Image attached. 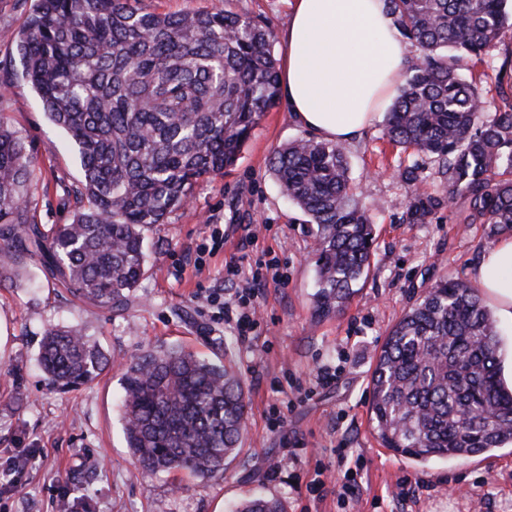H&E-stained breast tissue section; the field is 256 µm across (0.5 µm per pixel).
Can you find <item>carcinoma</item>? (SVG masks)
<instances>
[{"label":"carcinoma","instance_id":"1","mask_svg":"<svg viewBox=\"0 0 512 512\" xmlns=\"http://www.w3.org/2000/svg\"><path fill=\"white\" fill-rule=\"evenodd\" d=\"M138 0H37L16 39L25 76L48 118L78 148V193L90 206L69 224L31 223V157L0 120V286L28 260L74 298L122 310L146 272V233L185 206L202 178L238 160L279 100L269 30L230 11L144 12ZM416 49L386 115L396 147L432 160L459 224L512 232V0H386ZM474 57L495 71L499 104L459 73ZM270 172L315 225L319 319L339 315L367 277L376 242L344 147L299 138ZM440 199L413 193L411 224ZM494 316L469 281L441 279L390 329L371 374L370 422L382 447L418 463L482 455L512 443V386L501 375ZM44 381L65 392L112 362L83 329L55 326L39 347ZM123 433L149 472L201 479L227 469L242 443L249 400L231 366L181 347H154L122 365ZM235 512H285L253 498Z\"/></svg>","mask_w":512,"mask_h":512}]
</instances>
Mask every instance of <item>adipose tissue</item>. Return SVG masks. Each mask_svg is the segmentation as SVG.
Masks as SVG:
<instances>
[{
  "instance_id": "1",
  "label": "adipose tissue",
  "mask_w": 512,
  "mask_h": 512,
  "mask_svg": "<svg viewBox=\"0 0 512 512\" xmlns=\"http://www.w3.org/2000/svg\"><path fill=\"white\" fill-rule=\"evenodd\" d=\"M280 40L289 112L318 138L342 145L372 125L407 62L385 0H294ZM471 279L498 320L512 325V237L482 253Z\"/></svg>"
}]
</instances>
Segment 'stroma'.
I'll return each instance as SVG.
<instances>
[{
  "label": "stroma",
  "instance_id": "1",
  "mask_svg": "<svg viewBox=\"0 0 512 512\" xmlns=\"http://www.w3.org/2000/svg\"><path fill=\"white\" fill-rule=\"evenodd\" d=\"M293 0H140L143 11L228 10L280 35ZM37 0H0V119L33 157L29 216L49 228L71 223L82 172L67 135L49 121L23 73L16 38ZM384 115L346 144L351 176L377 227L369 274L345 312L313 313L314 236L282 196L270 155L306 130L278 103L265 112L235 166L194 186L188 203L147 234L146 273L124 310L85 305L47 280L37 261L0 288V512H63L80 497L90 512H234L253 497L282 500L287 512H512V446L490 455L419 464L383 448L369 421L374 356L390 328L441 278H469L496 239L485 225L459 224L460 201L408 223L407 184L393 170L413 155L383 136ZM224 235L214 245V232ZM240 260L241 273L227 265ZM282 279L266 280L251 303L257 328L241 340L224 309L258 260ZM77 326L112 356L92 383L49 389L38 362L44 332ZM181 345L232 364L246 384L249 414L224 475L146 473L122 430L124 360L153 346ZM338 371L315 388L317 366ZM281 426H273L274 417ZM322 480L312 496L307 483ZM356 488L355 497L344 493Z\"/></svg>",
  "mask_w": 512,
  "mask_h": 512
}]
</instances>
